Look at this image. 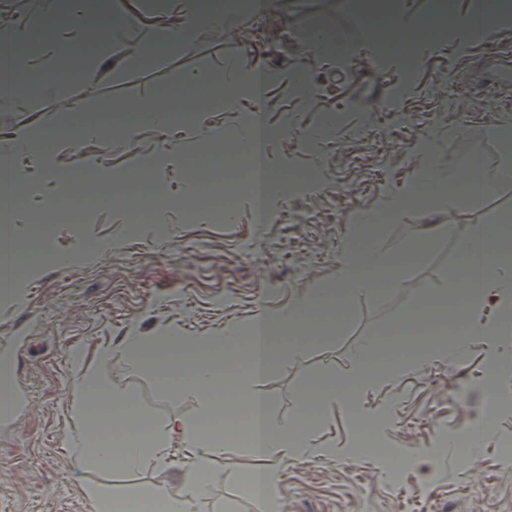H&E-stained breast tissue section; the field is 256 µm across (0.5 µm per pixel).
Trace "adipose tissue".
I'll return each mask as SVG.
<instances>
[{
	"label": "adipose tissue",
	"instance_id": "ef3b65f1",
	"mask_svg": "<svg viewBox=\"0 0 512 512\" xmlns=\"http://www.w3.org/2000/svg\"><path fill=\"white\" fill-rule=\"evenodd\" d=\"M182 16L178 26L159 23L150 33L151 52L184 50L192 46L199 26L221 29L236 25L238 9L215 8L213 0H174ZM499 0H473L464 14L448 16L446 10L421 22L416 30L406 29L396 16H389L383 31L373 32V39L389 34L391 40L405 44L414 40L441 37L446 21L461 30L490 35L492 15L499 10ZM451 184H467L466 195L449 193V205L492 193L495 178L483 170L478 157H471L462 173L451 177ZM505 236L497 224H478L456 240L463 261V273L453 294L459 306L458 316L470 319L467 335L455 336L441 347L423 345L384 368L378 362L377 340H367L356 354L357 368L343 379L326 375L297 398L299 423L277 422L272 403L256 394L255 387L281 363L287 339L313 331L328 320L335 310L359 294L393 287L395 269L406 263L404 254H388L378 244V226L370 213L359 214L341 256L338 275L331 284L311 291L307 296L277 313H264L228 329L222 336H182L170 331L154 338L140 336L128 329L122 339L129 369L150 368L158 372L163 389L174 397L194 399L197 416L190 421H147L137 400L124 391L108 392L94 378L90 360L76 351L71 364L77 376L81 397L92 413L91 427L106 425L112 432V446L105 447L92 438L89 430L73 436L68 443L70 455L80 463L93 464L108 471L138 472L146 462L162 466L167 462L171 439H178L189 457V466L181 477L177 494L164 496L166 512H202L212 489L222 483L224 472L220 460L224 455L203 423L215 418L218 401L247 407L250 415L241 427L249 437L245 480L253 512H279V465L288 459L310 455V438L317 413L326 403L335 401L353 405L368 390L394 383L402 374L421 369L427 358L439 354L449 362L460 361L470 337L484 335L485 330L472 317L491 303L512 302V262L502 259L501 244ZM244 357L246 370L232 386H225L221 365L225 355Z\"/></svg>",
	"mask_w": 512,
	"mask_h": 512
}]
</instances>
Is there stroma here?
Masks as SVG:
<instances>
[{"label": "stroma", "mask_w": 512, "mask_h": 512, "mask_svg": "<svg viewBox=\"0 0 512 512\" xmlns=\"http://www.w3.org/2000/svg\"><path fill=\"white\" fill-rule=\"evenodd\" d=\"M57 9V0H0V20L7 25L35 17L44 22L39 61L58 74L55 87L31 81L28 93L0 112V145L30 129L89 124L91 103L116 124L134 127L137 139L130 143L106 132L76 150L54 142L45 157L21 163L30 198L12 226L14 241L34 239L32 211L60 200L63 182L85 181L91 162L120 176L133 173L136 155L164 150L167 160L151 176L175 204L164 210L159 233L134 227L127 211L114 207L100 209L78 229L53 225L27 258L25 276L0 295V362H11L20 402L16 413H0V512H94L84 495L89 485L123 497L179 487L187 467L179 452L165 467L149 462L131 474L81 465L68 455L69 439L85 427L76 413L73 349L110 347L94 365L98 382L132 392L149 419L193 418L194 400L169 396L153 371L127 370L121 342L128 328L148 338L172 329L214 336L255 313L282 311L335 280L339 251L359 213L382 209L428 161L441 176H452L481 152L499 178L495 193L453 212L440 196L398 211L396 222L382 225L380 247L390 253L420 248L423 258L408 264L396 287L353 297L258 383L257 393L274 403L277 420L291 423L297 395L320 375L352 373L358 347L406 324L420 289L453 287L461 268L457 236L470 225L512 216V158L488 135L490 126L512 127V106L488 96L512 85V58L492 46L512 43V14L498 17L489 43L454 27L437 41L419 42L409 69L399 56L379 55L341 0H274L262 17H242L232 37L214 40L202 26L189 49L144 60L137 50L157 10L148 0H112L114 16L138 17L136 25L114 31L129 53L117 65L97 61L94 80L83 84L79 75L89 62L80 47L87 33L61 24ZM310 25L329 34L337 51L307 52L302 36ZM231 60L277 73L253 118L272 133L270 169L285 179L304 172L310 180L304 190L279 196L264 223H256L243 196L232 222H214L200 211L190 224L188 149L211 130L238 128L245 102H225L165 131L143 108L162 102L184 111L185 99H165V90L180 88L188 77L196 81L195 92L212 90L226 78ZM460 85L467 95H456ZM420 142L430 143V157L416 153ZM494 357L512 363V329L472 340L463 361L431 357L426 368L358 401L360 412L389 420L381 437L404 456L396 484L373 460L354 456V423L344 405L331 403L314 433L315 453L279 468L282 512H512V466L497 447L499 434H512V410L499 412L497 432L470 451L430 449L439 429L461 433L476 421L449 394L473 388ZM246 457V449L225 448L224 481L212 502L217 512L244 506Z\"/></svg>", "instance_id": "1"}]
</instances>
